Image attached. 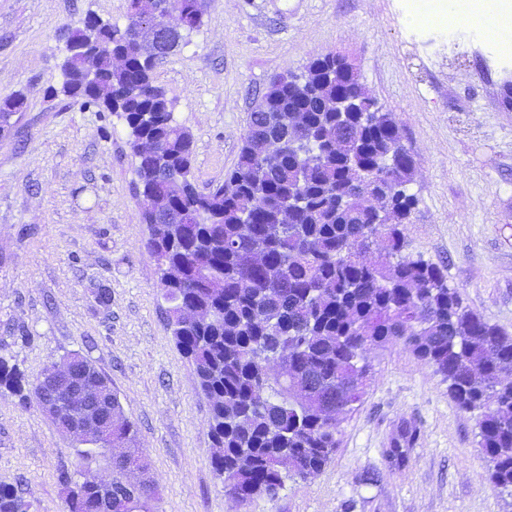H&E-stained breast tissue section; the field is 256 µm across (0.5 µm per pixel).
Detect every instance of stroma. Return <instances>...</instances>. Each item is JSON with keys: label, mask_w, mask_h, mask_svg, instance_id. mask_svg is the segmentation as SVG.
Returning a JSON list of instances; mask_svg holds the SVG:
<instances>
[{"label": "stroma", "mask_w": 512, "mask_h": 512, "mask_svg": "<svg viewBox=\"0 0 512 512\" xmlns=\"http://www.w3.org/2000/svg\"><path fill=\"white\" fill-rule=\"evenodd\" d=\"M127 0H0V98L27 106L0 136V356L28 379L83 354L108 376L150 461L159 512H512L491 482L476 414L400 344L369 347L366 392L308 479L240 502L212 466L210 406L176 348L122 120L59 87L62 32L120 22ZM472 0H206L156 85L193 135L197 187L236 164L270 81L339 52L392 112L416 162L407 251L446 267L466 306L512 334V40L472 25ZM400 441V455L391 452ZM79 445L0 389V484L31 512H64Z\"/></svg>", "instance_id": "35a3bbf8"}]
</instances>
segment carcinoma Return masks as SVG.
<instances>
[{
  "instance_id": "carcinoma-1",
  "label": "carcinoma",
  "mask_w": 512,
  "mask_h": 512,
  "mask_svg": "<svg viewBox=\"0 0 512 512\" xmlns=\"http://www.w3.org/2000/svg\"><path fill=\"white\" fill-rule=\"evenodd\" d=\"M170 0H128L125 23L69 31L79 46L99 43L91 58L63 56L52 96L124 121L138 154L152 140L158 155L136 162L137 189L163 194L190 223L161 222L144 211L148 247L177 349L192 363L210 403L212 464L227 493L242 501L276 496L287 475L319 473L338 448L336 411L362 396L368 346L401 342L448 381L456 405L478 413L479 447L490 479L512 494V336L463 305L445 269L406 254L405 225L415 161L400 142L392 113L365 91L358 75L336 74V53L312 56L301 75L273 79L250 113L235 167L206 193L197 190L193 135L154 84L153 53L140 47L144 26L169 15ZM169 50L202 25L205 0H177ZM121 60L120 65L113 59ZM92 61L99 81L81 86ZM362 100L361 112H326V95ZM26 104L0 99V128ZM192 308L198 320L185 316ZM280 364L271 373L268 365ZM112 425L149 470L112 382L89 368ZM0 387L41 402L46 391L0 357ZM112 461V499L123 512H158L150 481L124 482ZM65 512H95L89 473L66 476ZM12 485L0 484V512H29Z\"/></svg>"
}]
</instances>
